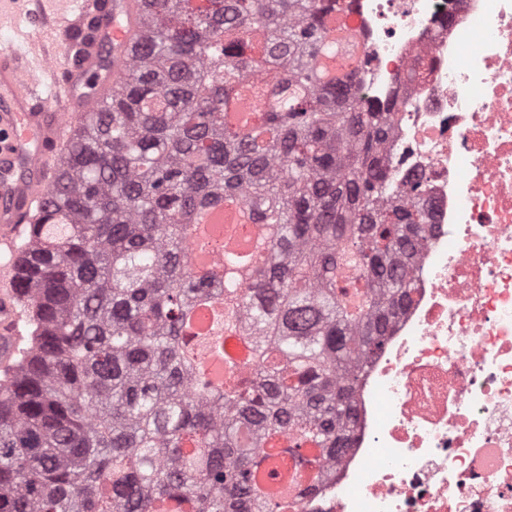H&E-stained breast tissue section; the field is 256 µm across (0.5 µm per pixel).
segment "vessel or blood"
Segmentation results:
<instances>
[{"label":"vessel or blood","instance_id":"1","mask_svg":"<svg viewBox=\"0 0 512 512\" xmlns=\"http://www.w3.org/2000/svg\"><path fill=\"white\" fill-rule=\"evenodd\" d=\"M59 17L37 8L50 42L30 36L34 54L0 51V263L12 266L16 242L50 189L74 116L94 110L132 58L144 13L141 0H70ZM112 50L104 66L101 45ZM98 95L86 94L90 76ZM14 275L0 279V359L11 360L23 332Z\"/></svg>","mask_w":512,"mask_h":512}]
</instances>
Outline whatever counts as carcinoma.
<instances>
[{"label":"carcinoma","instance_id":"cac0c4a2","mask_svg":"<svg viewBox=\"0 0 512 512\" xmlns=\"http://www.w3.org/2000/svg\"><path fill=\"white\" fill-rule=\"evenodd\" d=\"M139 46L75 123L16 251L27 336L0 374V512H288L274 442L344 453L353 392L414 287L424 177L384 161L396 103L321 79L343 0H144ZM249 86L258 124L225 113ZM264 228L244 275L195 260V216ZM224 304L215 335L188 313ZM251 355L236 360L225 333Z\"/></svg>","mask_w":512,"mask_h":512}]
</instances>
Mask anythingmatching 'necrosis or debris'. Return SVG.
Instances as JSON below:
<instances>
[{"label": "necrosis or debris", "instance_id": "1", "mask_svg": "<svg viewBox=\"0 0 512 512\" xmlns=\"http://www.w3.org/2000/svg\"><path fill=\"white\" fill-rule=\"evenodd\" d=\"M425 175L416 286L354 393L349 448L300 512H512V0H346Z\"/></svg>", "mask_w": 512, "mask_h": 512}]
</instances>
